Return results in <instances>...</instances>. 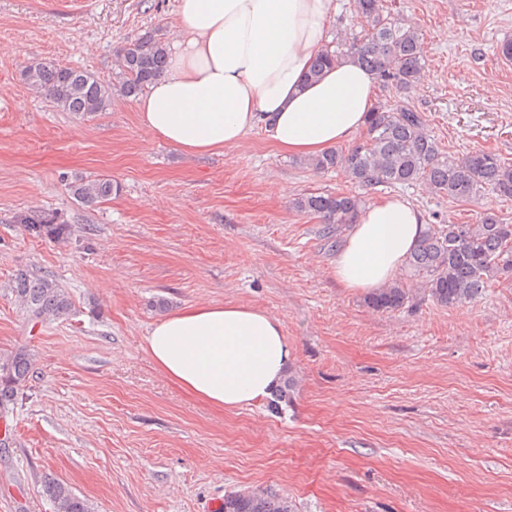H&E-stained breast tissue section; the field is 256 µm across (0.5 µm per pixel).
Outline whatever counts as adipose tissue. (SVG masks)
<instances>
[{
    "instance_id": "obj_1",
    "label": "adipose tissue",
    "mask_w": 512,
    "mask_h": 512,
    "mask_svg": "<svg viewBox=\"0 0 512 512\" xmlns=\"http://www.w3.org/2000/svg\"><path fill=\"white\" fill-rule=\"evenodd\" d=\"M334 8V0H178L167 67L137 100L142 127L189 154L235 145L260 124L291 155L356 141L375 77L348 58L306 79ZM426 224L399 197L360 210L333 262L337 284L365 292L390 284ZM145 342L167 377L228 410L269 398L292 359L277 317L234 303L183 307L157 320Z\"/></svg>"
}]
</instances>
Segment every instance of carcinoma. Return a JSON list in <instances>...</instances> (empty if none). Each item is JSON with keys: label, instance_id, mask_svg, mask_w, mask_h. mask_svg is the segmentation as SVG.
<instances>
[{"label": "carcinoma", "instance_id": "carcinoma-1", "mask_svg": "<svg viewBox=\"0 0 512 512\" xmlns=\"http://www.w3.org/2000/svg\"><path fill=\"white\" fill-rule=\"evenodd\" d=\"M365 23L364 35L340 39L323 48L312 63L308 79L351 57L372 72L389 99L368 112L361 139L346 149H334L306 160L319 172L339 171L362 189L422 183L435 195L470 200L492 188L512 198V163L481 151L463 157L445 153L426 128L423 114L407 98L415 90L424 65L422 42L408 22L385 10L383 0H354ZM116 83H103L93 74L56 64L35 62L22 71V79L58 108L81 118L106 110L112 96L134 98L165 70L167 47L147 33L119 55ZM70 194L86 206H96L114 190L112 178L80 177L67 183ZM292 208L319 218L328 233L355 223L363 200L352 194H302ZM15 223L34 237L61 239L69 225L38 212H21ZM406 279L371 293L368 304L378 311L397 310L421 293L442 306L476 299L493 281L512 276V224L493 213L474 224H428L405 261ZM11 295L37 323L70 315L72 303L56 280L28 269L16 270ZM32 370L28 351L20 348L0 354V418L13 409ZM54 512H92L88 504L58 481L43 485ZM220 512H295L288 498L271 488L240 489L224 495Z\"/></svg>", "mask_w": 512, "mask_h": 512}]
</instances>
